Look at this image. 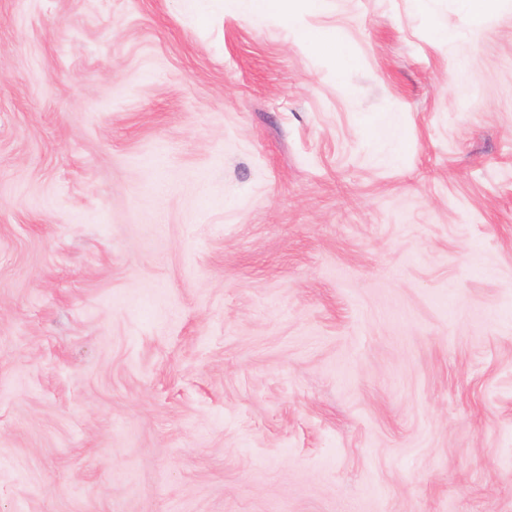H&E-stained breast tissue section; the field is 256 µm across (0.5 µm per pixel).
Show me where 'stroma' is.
<instances>
[{"label": "stroma", "instance_id": "35a3bbf8", "mask_svg": "<svg viewBox=\"0 0 512 512\" xmlns=\"http://www.w3.org/2000/svg\"><path fill=\"white\" fill-rule=\"evenodd\" d=\"M0 512H512V0H0ZM249 11L257 18L263 19L273 14L287 15L288 0H248Z\"/></svg>", "mask_w": 512, "mask_h": 512}]
</instances>
